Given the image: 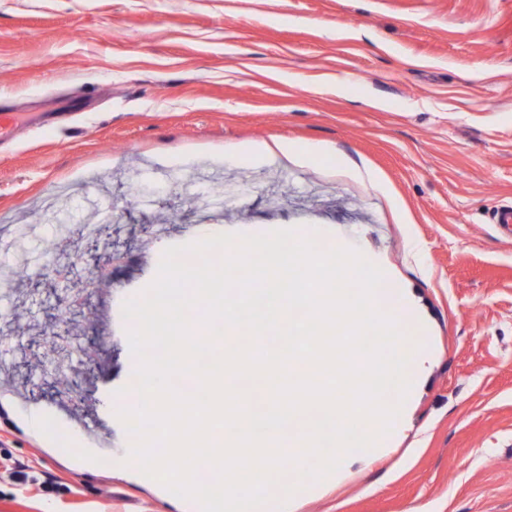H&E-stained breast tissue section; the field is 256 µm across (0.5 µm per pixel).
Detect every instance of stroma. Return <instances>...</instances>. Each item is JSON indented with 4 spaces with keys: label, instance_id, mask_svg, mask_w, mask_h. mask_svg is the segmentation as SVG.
Listing matches in <instances>:
<instances>
[{
    "label": "stroma",
    "instance_id": "1",
    "mask_svg": "<svg viewBox=\"0 0 512 512\" xmlns=\"http://www.w3.org/2000/svg\"><path fill=\"white\" fill-rule=\"evenodd\" d=\"M0 111L55 117L0 145V238L40 227L27 264L0 260V358L29 398L0 403V512H191L81 463L64 429L131 445L109 414L137 367L122 305L205 223L156 164L218 166L247 191L218 232L328 225L408 283L431 325L406 437L295 512H512V236L495 224L512 205V0H0ZM279 139L324 154L236 162ZM92 196L112 205L119 258L89 293L84 264L61 281L46 265ZM63 396L68 414L33 428Z\"/></svg>",
    "mask_w": 512,
    "mask_h": 512
}]
</instances>
